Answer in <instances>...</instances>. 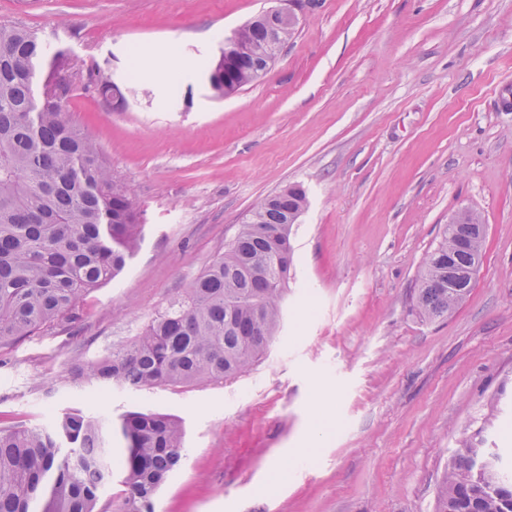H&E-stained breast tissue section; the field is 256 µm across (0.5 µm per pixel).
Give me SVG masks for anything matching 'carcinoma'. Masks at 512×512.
Listing matches in <instances>:
<instances>
[{
  "mask_svg": "<svg viewBox=\"0 0 512 512\" xmlns=\"http://www.w3.org/2000/svg\"><path fill=\"white\" fill-rule=\"evenodd\" d=\"M258 35L241 31L229 73L241 87ZM81 65L48 53L39 33L0 26V349L46 328L70 326L90 293L110 283L139 250L137 199L74 121L67 102ZM204 77L224 98V58ZM105 101L116 84L87 71ZM306 191L287 185L260 201L218 254L130 342L72 369L104 387L135 390L219 383L263 358L282 317L293 224ZM482 253L460 250L444 225L424 259L415 297L420 315H448L466 295L448 287ZM181 421L129 411L114 422L64 412L50 427L0 426V512H98L97 492L120 475L119 512H155V499L183 458ZM478 449L456 450L436 512H512V478L471 465Z\"/></svg>",
  "mask_w": 512,
  "mask_h": 512,
  "instance_id": "cac0c4a2",
  "label": "carcinoma"
}]
</instances>
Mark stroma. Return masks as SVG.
<instances>
[{
    "label": "stroma",
    "mask_w": 512,
    "mask_h": 512,
    "mask_svg": "<svg viewBox=\"0 0 512 512\" xmlns=\"http://www.w3.org/2000/svg\"><path fill=\"white\" fill-rule=\"evenodd\" d=\"M271 0H0L111 76L74 120L142 210L144 240L69 330L0 349V423L77 409L181 420L156 512H435L463 441L512 463V0H314L261 82L213 99L203 65ZM189 97L170 92L172 77ZM299 183L282 320L224 383L143 391L70 377L178 296L250 211ZM487 226L466 300L428 322L426 254L461 209ZM333 423L313 431L318 412ZM303 446L284 478L275 467Z\"/></svg>",
    "instance_id": "obj_1"
}]
</instances>
